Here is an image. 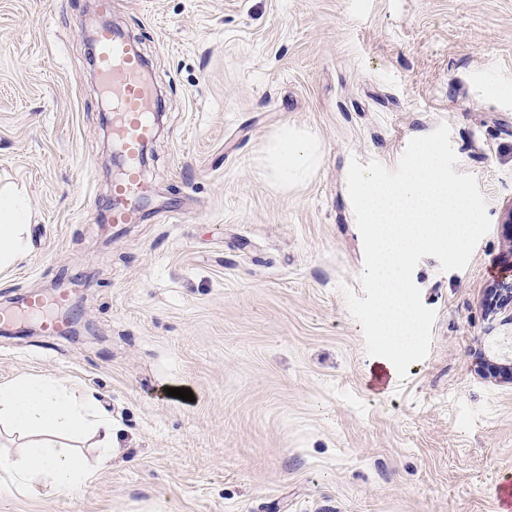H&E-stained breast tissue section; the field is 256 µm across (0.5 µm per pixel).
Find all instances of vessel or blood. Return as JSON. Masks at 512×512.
Returning <instances> with one entry per match:
<instances>
[{"mask_svg":"<svg viewBox=\"0 0 512 512\" xmlns=\"http://www.w3.org/2000/svg\"><path fill=\"white\" fill-rule=\"evenodd\" d=\"M96 68L112 93V137L124 150L127 169L124 178L114 183L108 197L113 224H136L142 218L140 202L148 194L142 178L140 156L155 132L153 112L155 93L144 76V64L128 43L110 31H102L98 39ZM48 302L38 292L25 304V313L38 318L45 335H60L63 322L50 317Z\"/></svg>","mask_w":512,"mask_h":512,"instance_id":"1","label":"vessel or blood"}]
</instances>
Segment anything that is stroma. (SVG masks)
<instances>
[{"label":"stroma","mask_w":512,"mask_h":512,"mask_svg":"<svg viewBox=\"0 0 512 512\" xmlns=\"http://www.w3.org/2000/svg\"><path fill=\"white\" fill-rule=\"evenodd\" d=\"M110 4L162 104L147 217L117 229L92 0H0V181L31 213L0 308L63 275L84 325L0 334V382H74L112 417L108 467L71 493L0 487V512H495L512 381L478 366L512 368V304L487 301L512 264V0ZM443 122L491 229L466 269L416 267L437 318L402 381L337 288L364 264L347 172ZM284 130L314 145L285 182Z\"/></svg>","instance_id":"35a3bbf8"}]
</instances>
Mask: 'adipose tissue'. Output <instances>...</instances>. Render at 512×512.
<instances>
[{"instance_id": "ef3b65f1", "label": "adipose tissue", "mask_w": 512, "mask_h": 512, "mask_svg": "<svg viewBox=\"0 0 512 512\" xmlns=\"http://www.w3.org/2000/svg\"><path fill=\"white\" fill-rule=\"evenodd\" d=\"M30 212L15 189L0 187V269L26 252ZM25 443L0 457L7 483L20 491L72 492L112 458V419L78 385L27 376L0 385V425Z\"/></svg>"}]
</instances>
